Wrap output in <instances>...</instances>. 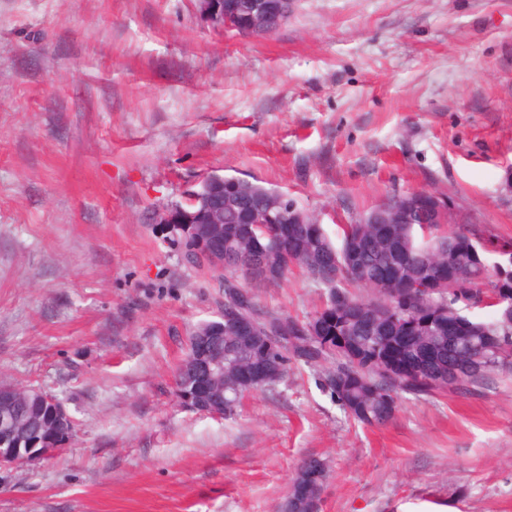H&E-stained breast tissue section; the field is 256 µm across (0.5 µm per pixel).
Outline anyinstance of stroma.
I'll list each match as a JSON object with an SVG mask.
<instances>
[{"label": "stroma", "mask_w": 512, "mask_h": 512, "mask_svg": "<svg viewBox=\"0 0 512 512\" xmlns=\"http://www.w3.org/2000/svg\"><path fill=\"white\" fill-rule=\"evenodd\" d=\"M275 32L196 0H0V382L74 423L0 471V512H279L326 461L319 512H512V380L347 419L313 372L211 417L174 394L222 288L153 221L212 174L288 195L328 234L395 191L512 242V0H293ZM303 317L300 270L256 291ZM43 399L53 406L56 422L53 429L49 431V440L54 448H46L49 444L43 441L37 448H2L0 443V469L43 460L49 457L53 450L66 448L70 442L73 432L72 419L54 397L49 394H43Z\"/></svg>", "instance_id": "obj_1"}]
</instances>
